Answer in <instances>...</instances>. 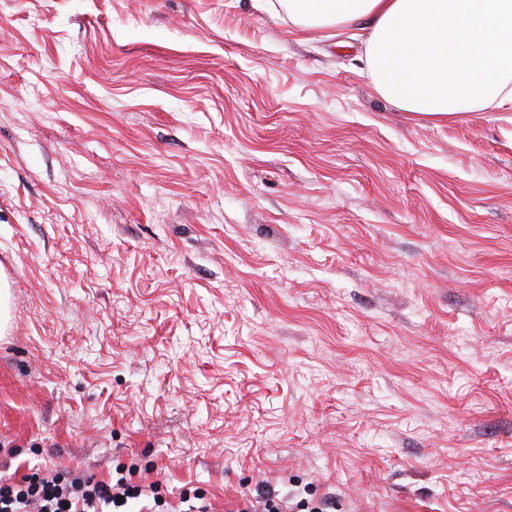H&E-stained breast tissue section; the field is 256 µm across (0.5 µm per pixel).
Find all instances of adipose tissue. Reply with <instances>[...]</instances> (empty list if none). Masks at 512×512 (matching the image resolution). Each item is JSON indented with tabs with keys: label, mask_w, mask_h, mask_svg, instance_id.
I'll list each match as a JSON object with an SVG mask.
<instances>
[{
	"label": "adipose tissue",
	"mask_w": 512,
	"mask_h": 512,
	"mask_svg": "<svg viewBox=\"0 0 512 512\" xmlns=\"http://www.w3.org/2000/svg\"><path fill=\"white\" fill-rule=\"evenodd\" d=\"M303 28L367 32L378 91L425 118L512 104V0H279Z\"/></svg>",
	"instance_id": "adipose-tissue-1"
}]
</instances>
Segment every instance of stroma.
I'll return each mask as SVG.
<instances>
[{
    "label": "stroma",
    "instance_id": "stroma-1",
    "mask_svg": "<svg viewBox=\"0 0 512 512\" xmlns=\"http://www.w3.org/2000/svg\"><path fill=\"white\" fill-rule=\"evenodd\" d=\"M270 0H0V471L247 512H512V106L423 119Z\"/></svg>",
    "mask_w": 512,
    "mask_h": 512
}]
</instances>
